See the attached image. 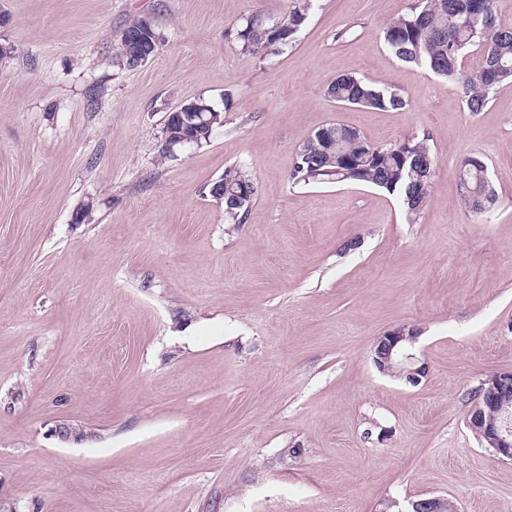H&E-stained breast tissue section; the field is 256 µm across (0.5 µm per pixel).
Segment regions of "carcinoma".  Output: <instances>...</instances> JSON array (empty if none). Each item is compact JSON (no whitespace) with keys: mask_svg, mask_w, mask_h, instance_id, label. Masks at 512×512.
<instances>
[{"mask_svg":"<svg viewBox=\"0 0 512 512\" xmlns=\"http://www.w3.org/2000/svg\"><path fill=\"white\" fill-rule=\"evenodd\" d=\"M310 0H297L288 15L270 24L251 17L237 31L244 52L265 59L282 54L296 39L308 19ZM498 0H416L408 12L383 29V39L393 55L405 64L423 67L436 76L461 85L462 103L479 112L490 94L512 82V27L498 17ZM478 58L477 65L464 61ZM327 96L340 105L378 110H403L409 99L390 84L340 75L327 88ZM436 169V156L427 137H409L396 143L373 145L344 123H331L315 131L299 148L291 179L297 183L357 182L398 195L406 207L407 223L415 224L427 203ZM483 161L464 160L460 181L464 205L482 214L496 201V192L480 189ZM224 187L245 185L250 197L224 201L228 224H242L247 217L256 183L243 166L224 170Z\"/></svg>","mask_w":512,"mask_h":512,"instance_id":"cac0c4a2","label":"carcinoma"}]
</instances>
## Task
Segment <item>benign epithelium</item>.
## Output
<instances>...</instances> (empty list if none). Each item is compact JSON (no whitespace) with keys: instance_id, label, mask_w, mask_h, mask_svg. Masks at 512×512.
Returning a JSON list of instances; mask_svg holds the SVG:
<instances>
[{"instance_id":"benign-epithelium-1","label":"benign epithelium","mask_w":512,"mask_h":512,"mask_svg":"<svg viewBox=\"0 0 512 512\" xmlns=\"http://www.w3.org/2000/svg\"><path fill=\"white\" fill-rule=\"evenodd\" d=\"M151 31V23L143 20V29L124 34L120 52L139 65L147 61L142 45ZM181 121L198 131L210 126L211 113L202 106H182ZM417 332L407 325H399L378 337L372 349V361L384 374L402 379L415 387L428 374L425 364L410 353L408 347L416 340ZM480 400L470 413L467 426L485 447L497 456L512 461V429L508 426L509 398L512 397V372H496L486 376L478 385Z\"/></svg>"}]
</instances>
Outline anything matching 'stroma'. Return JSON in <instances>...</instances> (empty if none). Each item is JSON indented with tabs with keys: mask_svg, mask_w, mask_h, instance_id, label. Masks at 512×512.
<instances>
[{
	"mask_svg": "<svg viewBox=\"0 0 512 512\" xmlns=\"http://www.w3.org/2000/svg\"><path fill=\"white\" fill-rule=\"evenodd\" d=\"M413 0H313L279 56L242 19L293 0H0V512H512V462L467 426L512 371V83L468 111L382 30ZM136 18L155 55L127 67ZM341 74L405 110L341 106ZM222 112L161 158L167 113ZM428 136L418 223L361 183H295L319 128ZM480 158L497 192L461 201ZM244 165L242 224L211 193ZM418 331L419 386L380 374L378 336ZM143 23V29L130 33V34H123L125 31H134L138 30L140 26ZM149 31H151V23L146 19H135L133 20L122 32L120 38V52L123 54L118 53L117 59L118 62H122L123 64L129 65L128 59H131L133 61L134 65L143 64L147 61V56L144 54V50L142 48V45L146 42V39L148 36ZM127 58H126V57ZM486 172V166L483 161L477 157L466 158L460 172L461 197L464 205L473 213L482 214L488 210L496 201V191L489 193L486 198L483 196V189H480L482 173ZM466 181L469 191H467L463 182ZM474 193H479L474 197Z\"/></svg>",
	"mask_w": 512,
	"mask_h": 512,
	"instance_id": "35a3bbf8",
	"label": "stroma"
}]
</instances>
